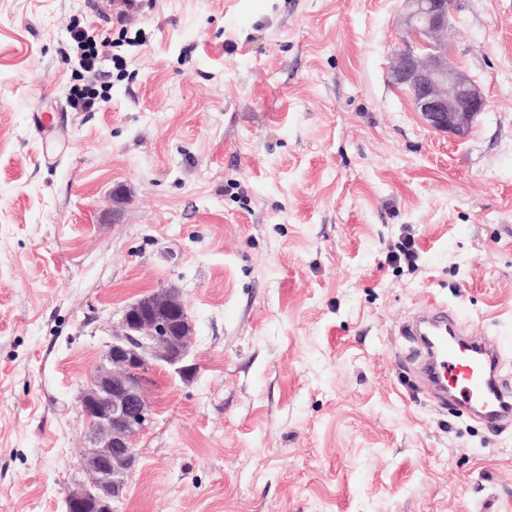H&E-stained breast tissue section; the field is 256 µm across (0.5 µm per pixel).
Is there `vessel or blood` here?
I'll return each mask as SVG.
<instances>
[{
    "mask_svg": "<svg viewBox=\"0 0 512 512\" xmlns=\"http://www.w3.org/2000/svg\"><path fill=\"white\" fill-rule=\"evenodd\" d=\"M95 18L126 21L156 9V0H93ZM423 358L419 378L431 397L466 409L488 429L512 424V381L500 374V353L486 337L468 335L447 307L424 308L403 326Z\"/></svg>",
    "mask_w": 512,
    "mask_h": 512,
    "instance_id": "obj_1",
    "label": "vessel or blood"
}]
</instances>
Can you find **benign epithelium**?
I'll list each match as a JSON object with an SVG mask.
<instances>
[{
	"mask_svg": "<svg viewBox=\"0 0 512 512\" xmlns=\"http://www.w3.org/2000/svg\"><path fill=\"white\" fill-rule=\"evenodd\" d=\"M452 15L450 0H403L401 24L411 42L396 54L392 76L407 88L428 127L463 139L488 100L448 61L441 35ZM192 340L184 302L170 293L144 295L127 305L112 327V340L94 370L100 391L81 400L94 440L112 448V458L100 461L101 470L112 472V502H100L105 512L120 502L137 458L136 437L153 419L156 371L168 367L183 376L192 373L194 367L185 364Z\"/></svg>",
	"mask_w": 512,
	"mask_h": 512,
	"instance_id": "7a95c632",
	"label": "benign epithelium"
}]
</instances>
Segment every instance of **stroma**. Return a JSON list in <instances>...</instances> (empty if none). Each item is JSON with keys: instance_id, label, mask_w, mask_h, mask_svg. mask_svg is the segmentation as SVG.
Wrapping results in <instances>:
<instances>
[{"instance_id": "35a3bbf8", "label": "stroma", "mask_w": 512, "mask_h": 512, "mask_svg": "<svg viewBox=\"0 0 512 512\" xmlns=\"http://www.w3.org/2000/svg\"><path fill=\"white\" fill-rule=\"evenodd\" d=\"M400 9L161 0L92 75L87 0H0V512H66L78 396L160 286L197 372L157 374L118 512H512V426L438 406L400 334L454 307L512 372V0L450 21L488 99L462 140L392 79Z\"/></svg>"}]
</instances>
